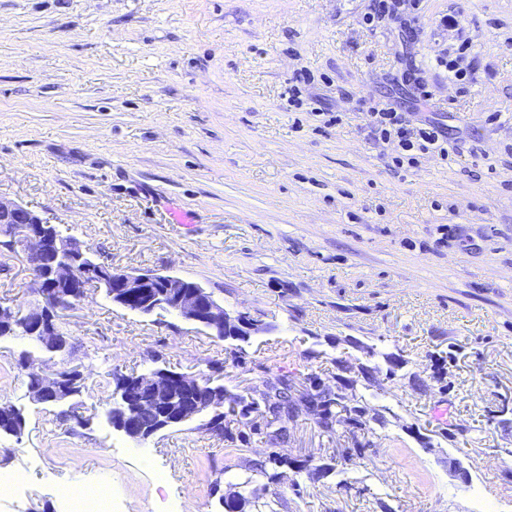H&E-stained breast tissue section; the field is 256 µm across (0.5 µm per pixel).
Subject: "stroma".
Wrapping results in <instances>:
<instances>
[{
  "mask_svg": "<svg viewBox=\"0 0 512 512\" xmlns=\"http://www.w3.org/2000/svg\"><path fill=\"white\" fill-rule=\"evenodd\" d=\"M371 8L0 0V199L267 326L224 340L90 289L50 361L85 378L80 422L30 403L19 355L42 354L0 341V403L27 419L0 437V472L27 474L0 512H65L61 489L104 483L123 512H226L235 492L257 512L267 483L272 512H512V0H405L375 24ZM383 109L445 128L448 159L376 139ZM31 298L0 246V301ZM156 367L248 398L272 372L348 376L372 445L347 462L348 422L302 413L279 435L254 411L241 441L201 417L137 444L105 422L113 375Z\"/></svg>",
  "mask_w": 512,
  "mask_h": 512,
  "instance_id": "1",
  "label": "stroma"
}]
</instances>
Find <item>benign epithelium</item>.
Returning a JSON list of instances; mask_svg holds the SVG:
<instances>
[{"instance_id":"7a95c632","label":"benign epithelium","mask_w":512,"mask_h":512,"mask_svg":"<svg viewBox=\"0 0 512 512\" xmlns=\"http://www.w3.org/2000/svg\"><path fill=\"white\" fill-rule=\"evenodd\" d=\"M10 215L23 216V228L2 227ZM10 249H20L31 258L53 262L49 277L67 284L62 291L49 296L44 278L31 277V291L39 301L28 307L26 312H10L17 321L20 336H49L56 333L52 325V313L63 312L80 304L87 295V278L93 270L106 268L112 271V303L141 315L165 312L201 327L213 336L221 338L244 337L266 330L259 321L244 313L231 315L214 295L197 283L188 284L178 276L155 271L124 272L113 271L112 265L92 259L91 265L79 270L70 258L90 249L73 237L63 235L59 225L52 224L40 214L22 205L0 200V237ZM30 401L36 404L51 402L62 411L71 413L76 407L77 388L64 370L51 374L33 373ZM112 390L111 427L132 441L143 444L157 434L186 424L206 412H213L207 429L213 434L222 433L224 427V388H208L206 405H196L192 410L178 408L172 403L173 382L187 389L199 386L195 378H173L164 368H158L141 377L138 383L147 390L148 398L135 405L126 402L123 389L126 379L117 374Z\"/></svg>"}]
</instances>
